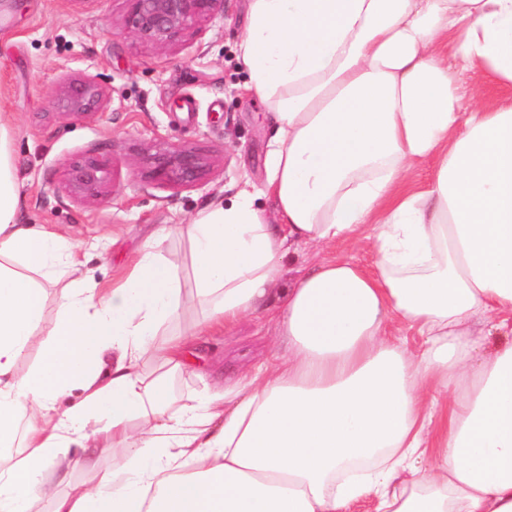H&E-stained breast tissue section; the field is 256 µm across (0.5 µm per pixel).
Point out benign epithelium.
<instances>
[{
    "instance_id": "obj_1",
    "label": "benign epithelium",
    "mask_w": 512,
    "mask_h": 512,
    "mask_svg": "<svg viewBox=\"0 0 512 512\" xmlns=\"http://www.w3.org/2000/svg\"><path fill=\"white\" fill-rule=\"evenodd\" d=\"M124 23L140 38L165 48L187 30L197 26L222 4L223 0H126ZM106 100L104 90L89 76L64 77L59 83L57 101L73 116H89ZM142 163L149 179L171 188H187L203 179L210 160L187 145H172L145 151ZM107 165L94 156L73 163L67 172L66 188L76 198L92 195L110 183Z\"/></svg>"
}]
</instances>
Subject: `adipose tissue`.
I'll list each match as a JSON object with an SVG mask.
<instances>
[{"instance_id":"obj_1","label":"adipose tissue","mask_w":512,"mask_h":512,"mask_svg":"<svg viewBox=\"0 0 512 512\" xmlns=\"http://www.w3.org/2000/svg\"><path fill=\"white\" fill-rule=\"evenodd\" d=\"M239 52L276 220L244 186L181 226L194 334L264 313L284 352L177 409L144 369L183 370L191 337L166 231L91 283L80 243L21 223L0 113V512H512V103L461 85L512 87V0H248ZM351 237L373 270L333 256L280 288L292 248ZM46 281L54 338L21 376ZM463 81L467 87L482 86L485 89L486 100L512 102V88H503L495 85L479 70L466 73ZM161 255L166 263L174 265L178 270L180 287L183 289L184 300L179 309L177 322L172 326V329L191 332L202 318L205 306L197 301L189 300L194 281L192 257L187 238L172 234L164 243Z\"/></svg>"}]
</instances>
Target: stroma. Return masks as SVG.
<instances>
[{"mask_svg":"<svg viewBox=\"0 0 512 512\" xmlns=\"http://www.w3.org/2000/svg\"><path fill=\"white\" fill-rule=\"evenodd\" d=\"M124 0H0V112L12 115V165L26 224L55 225L83 243L88 269L107 287L126 258L162 225L190 223L204 206L228 200L239 186L263 193L271 128L267 106L246 89L239 43L247 0L222 6L174 45L159 49L124 25ZM91 75L108 102L94 118L53 117L64 76ZM193 112L182 111L185 99ZM195 147L213 160L193 187L152 182L141 164L145 149ZM94 155L111 172L105 192L73 200L63 186L75 160ZM277 350L262 315L242 318L219 336L192 344L187 370L169 375L174 402L201 398L253 373Z\"/></svg>","mask_w":512,"mask_h":512,"instance_id":"1","label":"stroma"}]
</instances>
